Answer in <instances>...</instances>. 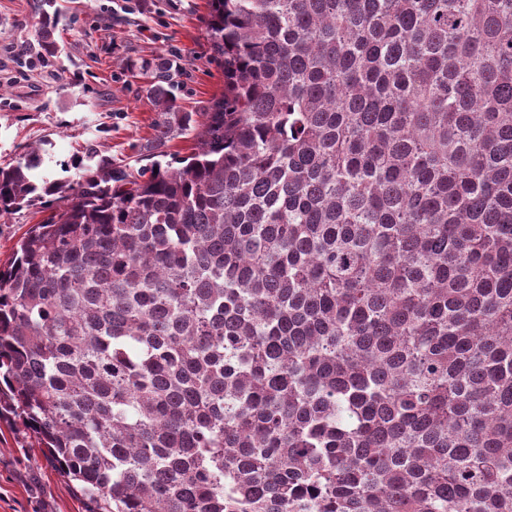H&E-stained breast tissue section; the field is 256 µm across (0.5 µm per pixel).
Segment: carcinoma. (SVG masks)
Instances as JSON below:
<instances>
[{"mask_svg": "<svg viewBox=\"0 0 512 512\" xmlns=\"http://www.w3.org/2000/svg\"><path fill=\"white\" fill-rule=\"evenodd\" d=\"M56 0H29L42 56ZM178 165L90 144L0 214V419L90 512H512V0H209ZM47 214L38 207L22 209L14 214H0V261H6L21 235Z\"/></svg>", "mask_w": 512, "mask_h": 512, "instance_id": "obj_1", "label": "carcinoma"}]
</instances>
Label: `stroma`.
Segmentation results:
<instances>
[{"label": "stroma", "mask_w": 512, "mask_h": 512, "mask_svg": "<svg viewBox=\"0 0 512 512\" xmlns=\"http://www.w3.org/2000/svg\"><path fill=\"white\" fill-rule=\"evenodd\" d=\"M58 57L41 59L27 0H0V164L41 150L40 173L96 141L113 162L149 155L161 119L138 67L169 60L181 113L224 90L207 41L208 0H58ZM90 504L22 426L0 423V512H89Z\"/></svg>", "instance_id": "1"}]
</instances>
